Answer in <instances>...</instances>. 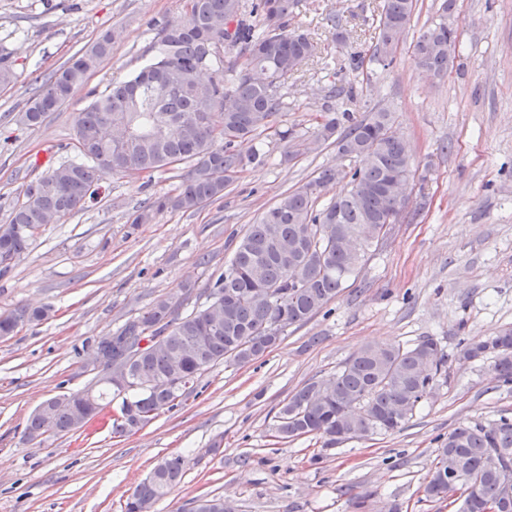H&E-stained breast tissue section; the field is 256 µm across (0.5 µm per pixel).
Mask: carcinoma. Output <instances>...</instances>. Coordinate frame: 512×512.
<instances>
[{
  "label": "carcinoma",
  "instance_id": "1",
  "mask_svg": "<svg viewBox=\"0 0 512 512\" xmlns=\"http://www.w3.org/2000/svg\"><path fill=\"white\" fill-rule=\"evenodd\" d=\"M295 0H187L182 22L158 33L157 53L127 80L114 82L83 111L76 130L80 159L62 163L29 183L0 224V273L4 257H18L32 244L35 231L53 219L83 208L92 187L104 177L152 175L192 163L173 193L136 207L129 228L150 224L165 212L195 211L224 197L249 163L263 162L255 136L273 129L286 104L280 88L316 56L311 34L291 26ZM417 6V0H383L376 20V43L370 57L349 55L345 75L330 86L328 96L352 101V79L364 63L389 67ZM454 0H442L438 20L423 30L414 45L416 65L442 77L455 58L458 29L448 23ZM113 33H101L82 53L73 55L32 98L19 123L36 128L48 113L70 98L72 88L109 57ZM247 54L245 69L224 79V59L234 49ZM394 116L379 107L361 117L346 108L323 120L315 142L333 138L338 153L358 165L328 167L302 188L284 195L250 225L207 301L181 311L184 302L157 298L141 314L112 334L104 367H124L123 389L86 388L71 397L105 408L119 399L112 433L120 436L145 416L175 406L182 392L174 383H195L218 362L248 363L272 349L291 326L306 324L336 298L364 265V255L351 248L354 239L379 243L380 229L390 224L394 202L390 181L413 174V157L393 131ZM338 178L347 192L318 205L323 189ZM50 307H16L0 315V337L26 323L39 322ZM152 328L160 337L135 360L126 355L127 337ZM493 359L497 378L512 385V326L486 340L461 341L447 354L431 336L411 345H369L343 363L327 382H311L297 390L277 413L274 437L292 441L321 436L336 444L369 433L400 430L417 407L434 393L450 358ZM429 373H423L425 365ZM78 429L75 412L60 402L50 419L36 409L27 420L25 438L66 435ZM492 455L500 466L491 470ZM185 460L164 459L127 497L124 512H151L184 474ZM467 487L459 512H483L494 500L512 512V420L493 424H461L441 441L425 497L440 500L448 485ZM192 512H224V500L200 497Z\"/></svg>",
  "mask_w": 512,
  "mask_h": 512
}]
</instances>
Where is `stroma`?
Wrapping results in <instances>:
<instances>
[{"label": "stroma", "mask_w": 512, "mask_h": 512, "mask_svg": "<svg viewBox=\"0 0 512 512\" xmlns=\"http://www.w3.org/2000/svg\"><path fill=\"white\" fill-rule=\"evenodd\" d=\"M440 2L418 0L393 65H369L346 106L327 89L349 53L371 54L381 0H298L291 24L312 34L318 56L283 87L277 127L309 142L327 110L389 108L413 149L412 200L326 310L287 328L256 360L207 367L190 395L136 433L120 437L95 423L24 437L42 401L90 384L87 339L112 335L161 296L205 302L249 224L322 169L350 162L329 143L290 153L268 130L255 139L264 161L196 212L166 213L135 231L127 224L140 203L174 192L184 163L149 177H105L82 210L36 231L0 276V314L52 308L47 320L0 338V512H122L136 485L178 454L182 480L152 512H191L203 496L223 498L230 512H458L464 491L430 501L423 489L440 437L462 422L512 419V388L491 360H450L434 396L395 433L329 446L272 432L296 390L332 379L366 345L431 336L450 351L512 326V0H455L456 58L429 80L413 45ZM185 11L186 0H0V52L16 73L0 87V224L27 183L76 156L77 113L143 67L156 33ZM331 13L342 15L346 43ZM106 30L111 55L68 102L37 128L19 124L48 77Z\"/></svg>", "instance_id": "1"}]
</instances>
